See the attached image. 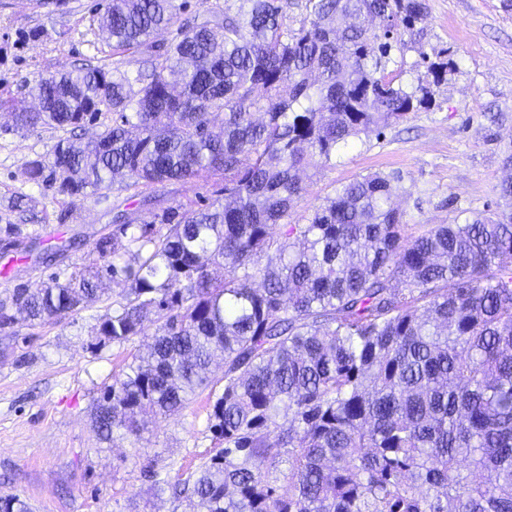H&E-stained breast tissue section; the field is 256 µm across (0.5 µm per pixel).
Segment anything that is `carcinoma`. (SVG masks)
<instances>
[{
    "label": "carcinoma",
    "instance_id": "cac0c4a2",
    "mask_svg": "<svg viewBox=\"0 0 512 512\" xmlns=\"http://www.w3.org/2000/svg\"><path fill=\"white\" fill-rule=\"evenodd\" d=\"M292 5L224 0L177 27L188 0H108L98 28L145 67L50 73L35 108L0 96L16 130L63 132L26 174L72 203L117 177L123 191L224 177L203 208L117 210L95 245L112 262L13 302L32 321L77 314L107 275L122 291L99 335L157 325L97 401L105 439L183 410L224 360L210 414L224 450L155 480L193 512H512V210L411 235L392 178L373 174L292 223L300 169L431 105L448 62L420 53L430 80L409 90L390 68L426 0H305L296 27ZM106 112L94 140L75 134ZM0 512L30 506L8 495Z\"/></svg>",
    "mask_w": 512,
    "mask_h": 512
}]
</instances>
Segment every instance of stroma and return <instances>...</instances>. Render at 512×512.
<instances>
[{"mask_svg": "<svg viewBox=\"0 0 512 512\" xmlns=\"http://www.w3.org/2000/svg\"><path fill=\"white\" fill-rule=\"evenodd\" d=\"M104 0H68L50 13L35 0H0V91L27 96L39 76L84 64L136 71L140 53L113 54L93 19ZM406 84L426 79L421 53L443 51L448 74L429 108L383 133L340 149L330 164L303 174L305 191L293 218L307 223L336 189L374 172L397 176L395 204L413 233L468 215L505 209L500 185L512 177V10L503 0H427V16L405 34ZM51 129L16 131L0 112V303L17 289L55 274L99 264L95 242L112 236L114 208L147 214L142 197L102 190L77 203L28 181L25 164L49 152ZM213 181L160 185L161 206L200 207ZM33 197V215L15 210L18 194ZM118 293L108 290L76 315L31 323L17 316L0 329V496L26 500L32 512H189L186 501L157 493L154 477H187L218 454L210 403L224 389L214 362L210 384L181 414L147 417L140 436L103 440L92 414L97 400L155 333L118 345L99 336Z\"/></svg>", "mask_w": 512, "mask_h": 512, "instance_id": "obj_1", "label": "stroma"}]
</instances>
